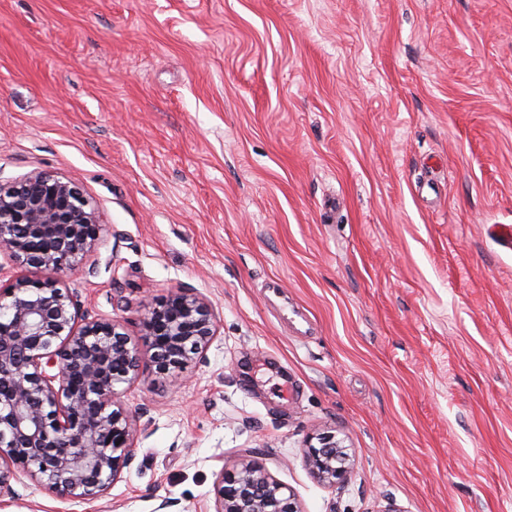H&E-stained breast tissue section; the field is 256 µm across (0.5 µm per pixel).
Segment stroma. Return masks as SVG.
<instances>
[{
  "mask_svg": "<svg viewBox=\"0 0 512 512\" xmlns=\"http://www.w3.org/2000/svg\"><path fill=\"white\" fill-rule=\"evenodd\" d=\"M33 171L109 226L82 310L143 351L186 287L218 334L122 385L104 496L21 472L0 512H214L244 459L301 512H512V0H0V183ZM314 439L316 443H313ZM302 451L311 474L318 482L336 485L347 480L351 456L332 431L309 437Z\"/></svg>",
  "mask_w": 512,
  "mask_h": 512,
  "instance_id": "1",
  "label": "stroma"
}]
</instances>
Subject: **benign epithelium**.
Wrapping results in <instances>:
<instances>
[{"label":"benign epithelium","instance_id":"1","mask_svg":"<svg viewBox=\"0 0 512 512\" xmlns=\"http://www.w3.org/2000/svg\"><path fill=\"white\" fill-rule=\"evenodd\" d=\"M106 230L73 183L34 171L0 184V249L48 276L0 286V489L16 473L39 480L61 501H91L120 477L133 456L136 417L118 386L142 365L119 324L79 315L58 276L83 263ZM142 326L156 377L173 382L190 356L217 336L212 306L182 289L142 304ZM313 477L342 484L348 448L326 431L306 440ZM215 512H301L293 492L258 462L221 473Z\"/></svg>","mask_w":512,"mask_h":512}]
</instances>
